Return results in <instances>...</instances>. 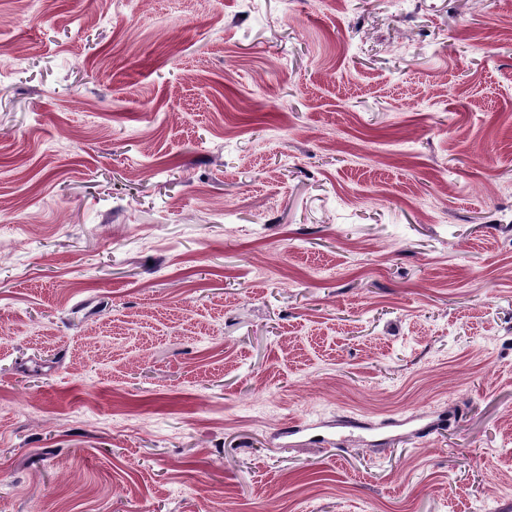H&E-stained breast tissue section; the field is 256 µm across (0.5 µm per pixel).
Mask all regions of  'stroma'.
<instances>
[{
	"mask_svg": "<svg viewBox=\"0 0 512 512\" xmlns=\"http://www.w3.org/2000/svg\"><path fill=\"white\" fill-rule=\"evenodd\" d=\"M511 27L0 0V512H512Z\"/></svg>",
	"mask_w": 512,
	"mask_h": 512,
	"instance_id": "1",
	"label": "stroma"
}]
</instances>
